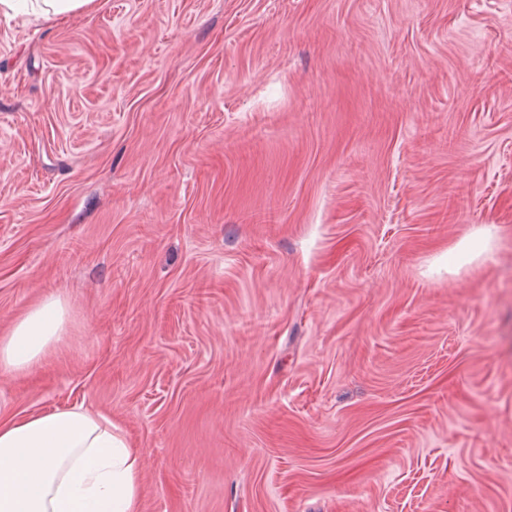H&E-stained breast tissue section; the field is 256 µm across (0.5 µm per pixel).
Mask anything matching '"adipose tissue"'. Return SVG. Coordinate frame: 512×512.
I'll use <instances>...</instances> for the list:
<instances>
[{"label":"adipose tissue","mask_w":512,"mask_h":512,"mask_svg":"<svg viewBox=\"0 0 512 512\" xmlns=\"http://www.w3.org/2000/svg\"><path fill=\"white\" fill-rule=\"evenodd\" d=\"M49 297L0 337V371L34 369L63 339ZM141 457L111 419L80 406L0 423V512H140Z\"/></svg>","instance_id":"adipose-tissue-1"}]
</instances>
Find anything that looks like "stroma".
Wrapping results in <instances>:
<instances>
[{
    "mask_svg": "<svg viewBox=\"0 0 512 512\" xmlns=\"http://www.w3.org/2000/svg\"><path fill=\"white\" fill-rule=\"evenodd\" d=\"M51 295L0 422L112 419L141 512H512V0L0 13V336ZM491 241L492 233L490 229L479 228L475 230L470 235L469 239L457 248L456 256L454 254L452 262H448V270L452 267L474 261L480 257L490 249ZM66 307L49 297L16 321L7 336L0 337V371L34 369L48 349L60 343L65 332Z\"/></svg>",
    "mask_w": 512,
    "mask_h": 512,
    "instance_id": "35a3bbf8",
    "label": "stroma"
}]
</instances>
